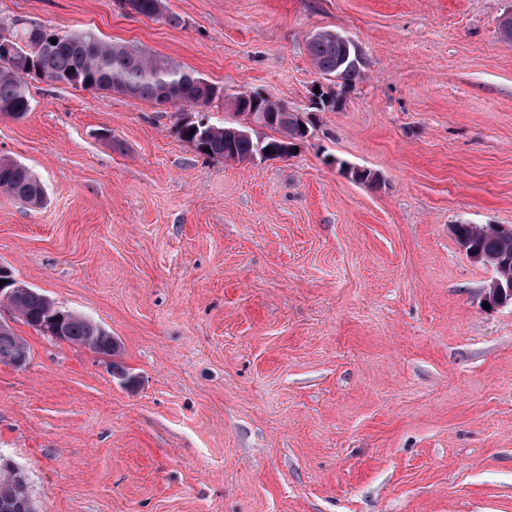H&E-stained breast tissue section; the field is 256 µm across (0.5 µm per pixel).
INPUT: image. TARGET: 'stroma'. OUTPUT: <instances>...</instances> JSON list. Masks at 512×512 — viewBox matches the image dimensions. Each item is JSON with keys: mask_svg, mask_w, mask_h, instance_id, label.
Returning a JSON list of instances; mask_svg holds the SVG:
<instances>
[{"mask_svg": "<svg viewBox=\"0 0 512 512\" xmlns=\"http://www.w3.org/2000/svg\"><path fill=\"white\" fill-rule=\"evenodd\" d=\"M0 0L313 115L298 153L208 161L183 108L29 79L0 158V264L104 328L105 356L0 313V457L38 512H512V303L457 224L512 226V0ZM368 76L311 112L309 33ZM374 175L356 180L353 170ZM138 1L140 2V12L145 17H164L168 24L174 27H178L182 24V20L178 16L168 13L164 0ZM0 191L31 206L44 200L43 188L30 168L12 159L0 158ZM22 360L24 368L29 362V349L25 341L17 336L12 328L7 325V328L0 331V363L11 365L15 368L16 361ZM19 368V369H20Z\"/></svg>", "mask_w": 512, "mask_h": 512, "instance_id": "stroma-1", "label": "stroma"}]
</instances>
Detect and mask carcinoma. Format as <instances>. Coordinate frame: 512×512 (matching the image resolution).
Listing matches in <instances>:
<instances>
[{
	"label": "carcinoma",
	"instance_id": "carcinoma-1",
	"mask_svg": "<svg viewBox=\"0 0 512 512\" xmlns=\"http://www.w3.org/2000/svg\"><path fill=\"white\" fill-rule=\"evenodd\" d=\"M139 2L142 15L163 17L174 27L182 24L178 16L168 13L165 0ZM53 39L57 43H51ZM43 42L34 53L14 56L8 62L0 60L1 116L25 118L31 110L27 79L45 77L72 88L118 93L158 105L206 109L217 100H226L236 112H256L258 127L279 133L277 138L260 139L253 128L243 134L236 132L235 124H212L202 129L185 119L180 121L175 129L178 138L195 144V152L209 160L252 162L285 144L288 151L280 157H288L309 133L289 114L287 103L282 100H274L258 90L226 95L224 89L171 58L137 46L108 42L91 29L61 37L51 31ZM307 50L314 69L327 81L336 79L340 94L366 77L365 66L341 63L336 36L326 30L311 33ZM0 191L31 206H39L44 200L43 188L30 168L12 159L0 158ZM454 232L457 240L468 242L470 248L486 256H512V238L493 230L477 224H457ZM13 308L24 323L42 336L53 332L66 342L99 354L110 355L116 349L115 344L100 339L97 323L79 314L61 315L53 300L32 288L18 289ZM18 360L27 365L29 349L8 327L0 331V363L13 366ZM27 482L23 471H13V464L0 458V512H34L32 496L18 490Z\"/></svg>",
	"mask_w": 512,
	"mask_h": 512
}]
</instances>
